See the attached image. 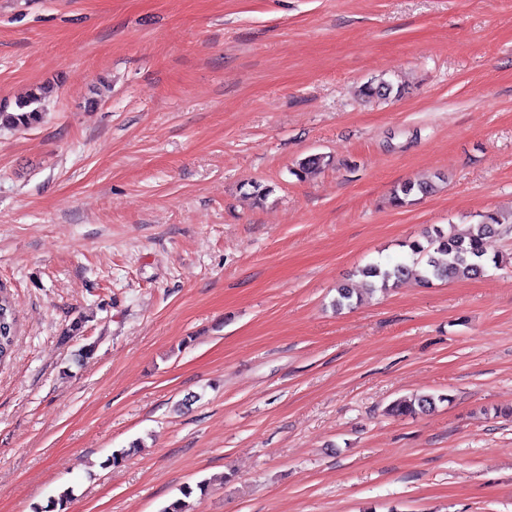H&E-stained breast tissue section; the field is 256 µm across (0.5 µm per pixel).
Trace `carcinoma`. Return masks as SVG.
I'll use <instances>...</instances> for the list:
<instances>
[{
  "label": "carcinoma",
  "mask_w": 512,
  "mask_h": 512,
  "mask_svg": "<svg viewBox=\"0 0 512 512\" xmlns=\"http://www.w3.org/2000/svg\"><path fill=\"white\" fill-rule=\"evenodd\" d=\"M51 92L48 86H39L26 97L15 102L14 107L0 104V129L30 128L42 120V110L38 107L41 100ZM394 92V86L386 81L368 82L360 93L368 98H386ZM324 157L315 154L302 159L293 174L301 179L307 178L322 169ZM437 189L434 180H406L391 191L390 201L395 207L411 204L416 196H426ZM512 229V212H487L480 220L458 230L450 226L449 230L433 227L423 239L406 243L407 257L395 263H371L360 270L364 285L370 291H384L409 276L419 282L429 284L433 281H453L472 278L483 273L488 264L497 267L502 264L499 257H487L486 239L503 231ZM0 308L4 311L3 324L0 325V367L8 363L14 353L18 333V318L10 298L0 291ZM435 399L420 396L412 399H399L389 405L388 413L393 416H410L433 409ZM213 485V480H203L196 486H186L181 497L163 507L161 512H186L185 499L198 492L205 496Z\"/></svg>",
  "instance_id": "obj_1"
}]
</instances>
